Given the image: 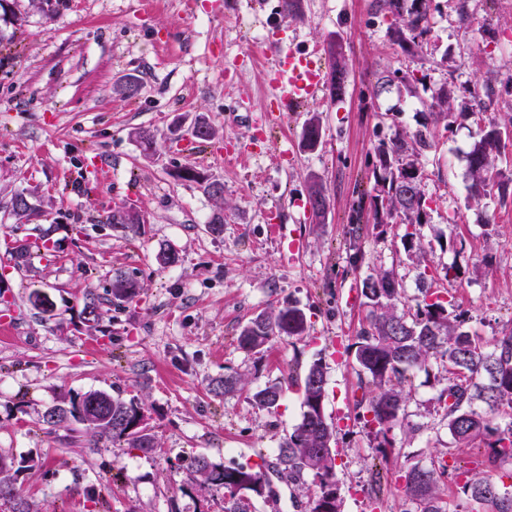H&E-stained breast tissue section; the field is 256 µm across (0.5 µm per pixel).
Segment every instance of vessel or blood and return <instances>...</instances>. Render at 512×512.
<instances>
[{
	"label": "vessel or blood",
	"mask_w": 512,
	"mask_h": 512,
	"mask_svg": "<svg viewBox=\"0 0 512 512\" xmlns=\"http://www.w3.org/2000/svg\"><path fill=\"white\" fill-rule=\"evenodd\" d=\"M269 83L281 92L280 106L304 102L318 97L327 85V74L321 58L313 53H282L265 72Z\"/></svg>",
	"instance_id": "1"
}]
</instances>
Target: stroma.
Wrapping results in <instances>:
<instances>
[{"label":"stroma","instance_id":"stroma-1","mask_svg":"<svg viewBox=\"0 0 512 512\" xmlns=\"http://www.w3.org/2000/svg\"><path fill=\"white\" fill-rule=\"evenodd\" d=\"M378 2L302 0L298 20L280 0H152L144 16L138 0L0 7V453L29 460L15 479L30 512H224L222 492L185 487L196 455L260 465L267 488L253 512H307L311 475L288 477L275 450L301 420L304 374L318 357L342 512H406L397 489L406 468L433 459L445 467V501L457 504L479 451L454 446L434 377L415 374L404 420L418 431L395 430L382 455L358 418L352 360L335 348L354 342L366 313L361 283L382 269L395 271L404 307L442 291L469 331L491 337L512 326V137L498 152L504 184L476 203L466 178L480 129L512 114L500 84L512 72V0H432L430 32L413 56L394 43ZM333 41L348 62L345 97L277 111L265 69L287 48L323 55ZM397 69L414 74L415 95L378 89L380 75ZM131 78L141 86L127 98L117 88ZM444 85L461 101L489 85L496 94L484 111L437 126L430 103ZM268 108L275 114L254 142L251 115ZM312 112L323 143L310 152L302 134ZM200 117L215 139L189 136ZM424 124L435 127L420 158L428 222L411 258L405 225H376L371 208L353 204L372 193L378 142ZM140 130L153 137L152 158ZM185 167L223 183V198L179 178ZM315 182L329 199L319 224L308 206ZM23 189L40 217L14 214ZM124 206L144 216L140 232L107 224ZM216 215L224 224L214 234ZM46 229L55 249L17 265L15 246ZM167 250L175 265L160 264ZM453 264L461 275L445 278ZM118 272L139 280L135 298L111 300ZM35 289L52 300L51 314L31 305ZM90 292L109 303L97 330L83 318ZM291 302L305 311L308 336L275 337L258 353L239 347L251 318ZM228 375L247 387L215 396L213 383ZM271 382L282 396L267 410L252 394ZM90 391L141 403L158 451L40 430L60 397Z\"/></svg>","mask_w":512,"mask_h":512}]
</instances>
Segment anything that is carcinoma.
Listing matches in <instances>:
<instances>
[{"mask_svg": "<svg viewBox=\"0 0 512 512\" xmlns=\"http://www.w3.org/2000/svg\"><path fill=\"white\" fill-rule=\"evenodd\" d=\"M394 18L392 37L405 52L422 48L429 33V0H384ZM332 80L329 97L343 98L347 86L348 64L341 44L328 47ZM430 107L436 121L451 126L457 117V98L450 86L441 87ZM322 125L317 113L306 119L303 146L316 150L321 144ZM501 140L500 124L494 122L482 130L467 154V176L470 198L479 201L500 172L496 164ZM434 144V132L425 126L411 134L399 133L388 141H380L375 149L373 174L375 195L371 196L375 220L388 224L398 217L402 223L422 226L427 223L423 183L424 170L419 156ZM178 177L203 185L206 193L215 191L216 183L195 171L184 168ZM310 206L318 222H323L327 196L316 184L310 193ZM403 289L391 270H379L362 281L361 294L368 312L357 341L346 345L344 352L357 367L358 385L367 418L364 426L377 441L381 453L392 446L390 433L404 427L402 411L405 389L415 373H430L441 365L448 373V384L437 396L448 433L458 448L485 445L473 473L466 475L461 486L465 497L464 512H512V490L502 497L491 495L499 488L496 472L505 463L512 464V330L485 338L465 327V318L449 310L450 303L429 292L416 304L414 313L401 312L398 304ZM139 293L138 281L123 273L112 279V297L129 300ZM84 322L98 328L104 318L102 302L90 293L83 308ZM308 333L303 309L288 304L275 313H261L246 324L238 335L239 346L246 351L261 350L273 337L298 339ZM245 386V379L226 376L214 387L215 393L228 394ZM326 397V364L319 357L309 365L303 380V413L301 421L280 442L277 459L288 473L313 477L315 489L309 494V512H341V488L336 479L334 427L324 414ZM281 390L270 384L258 389L253 400L259 407L272 409L278 405ZM143 412L135 400L126 401L107 392L96 391L64 398L48 408L41 425L49 433L75 421L78 433L125 443L145 453L157 451L158 443L149 432L135 428ZM15 459L0 454V500L14 503L13 512H28L15 487L18 468ZM445 467L414 465L404 474L403 494L411 503V512H443L442 476ZM190 486L200 492L224 491V512H250L249 489L260 495L266 479L261 469L249 464L221 466L200 455L190 464Z\"/></svg>", "mask_w": 512, "mask_h": 512, "instance_id": "cac0c4a2", "label": "carcinoma"}]
</instances>
